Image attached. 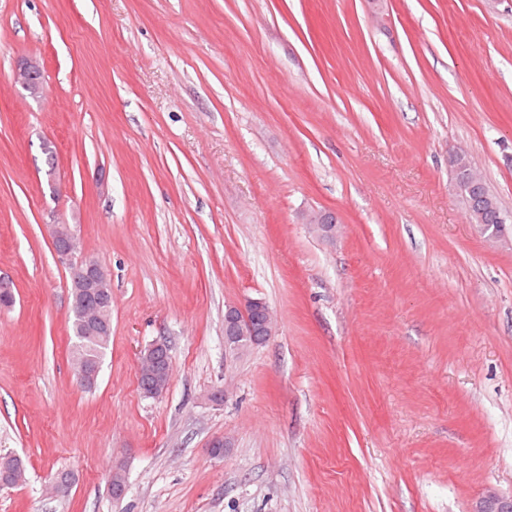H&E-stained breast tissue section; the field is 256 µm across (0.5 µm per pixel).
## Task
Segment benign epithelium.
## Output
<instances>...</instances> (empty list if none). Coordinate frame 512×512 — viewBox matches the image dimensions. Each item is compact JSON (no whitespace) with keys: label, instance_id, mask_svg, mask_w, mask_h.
I'll return each instance as SVG.
<instances>
[{"label":"benign epithelium","instance_id":"obj_1","mask_svg":"<svg viewBox=\"0 0 512 512\" xmlns=\"http://www.w3.org/2000/svg\"><path fill=\"white\" fill-rule=\"evenodd\" d=\"M42 70L39 63L26 61L16 69L17 80L33 94L43 89L40 79ZM464 154L454 150L450 152L448 162L454 165V191L463 197L474 199L472 211L481 215L480 208L488 205L493 208L501 224L512 222V214L506 212L499 200L488 198L479 188V177L469 173L463 164ZM307 223L314 226L322 236L332 234L336 228V216L332 212L318 211L312 213ZM51 243L59 261L72 270L75 280L95 289V305L80 307L76 315L82 323L98 331L109 329V323L98 316L96 309L109 308L112 305V289L104 288L99 283V274L104 269L96 261L84 256L80 237L72 224L50 225ZM276 322L267 303L261 298H250L244 306H230L224 313V347L240 350L245 347L264 344L273 335ZM167 343L157 340L150 344L141 354L139 375L146 378L154 376L157 371V355L166 350ZM475 512H512V499L501 500L495 494H488L480 502Z\"/></svg>","mask_w":512,"mask_h":512}]
</instances>
